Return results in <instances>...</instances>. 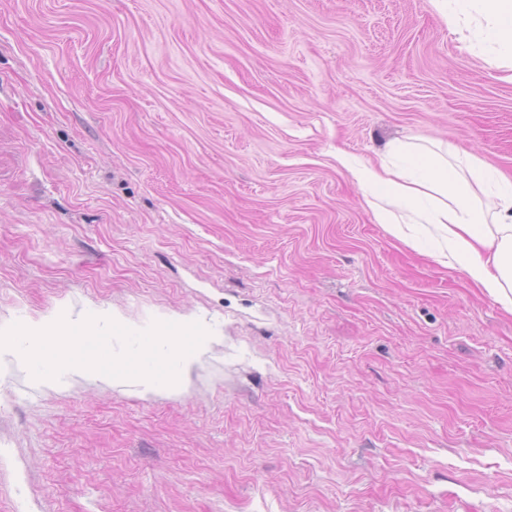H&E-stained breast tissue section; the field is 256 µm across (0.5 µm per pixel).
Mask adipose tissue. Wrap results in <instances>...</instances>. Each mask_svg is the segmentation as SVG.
<instances>
[{"label":"adipose tissue","mask_w":512,"mask_h":512,"mask_svg":"<svg viewBox=\"0 0 512 512\" xmlns=\"http://www.w3.org/2000/svg\"><path fill=\"white\" fill-rule=\"evenodd\" d=\"M449 26L479 15L485 41L512 56V0H435ZM393 162L353 168L377 223L395 236L403 229L398 212H411L435 225L438 260L462 269L473 284L512 312V179L498 176L476 156L464 171L449 172L447 154L419 163L414 144L389 149ZM483 188L475 194L473 185Z\"/></svg>","instance_id":"ef3b65f1"}]
</instances>
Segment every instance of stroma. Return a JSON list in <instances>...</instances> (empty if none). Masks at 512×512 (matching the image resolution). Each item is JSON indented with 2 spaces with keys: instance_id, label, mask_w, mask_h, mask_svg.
<instances>
[{
  "instance_id": "35a3bbf8",
  "label": "stroma",
  "mask_w": 512,
  "mask_h": 512,
  "mask_svg": "<svg viewBox=\"0 0 512 512\" xmlns=\"http://www.w3.org/2000/svg\"><path fill=\"white\" fill-rule=\"evenodd\" d=\"M431 0H0V329L201 322L175 386L0 357V512H512V314L348 163L512 178Z\"/></svg>"
}]
</instances>
